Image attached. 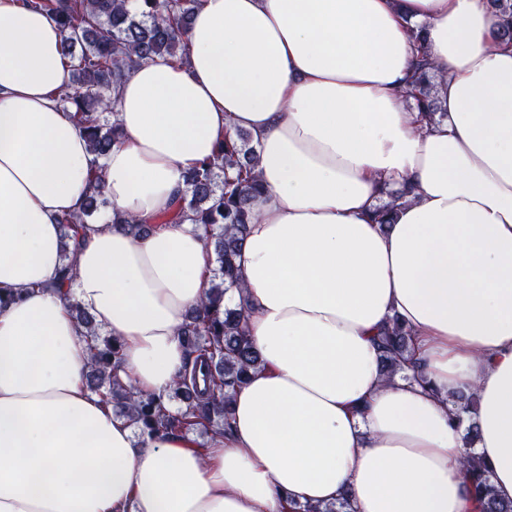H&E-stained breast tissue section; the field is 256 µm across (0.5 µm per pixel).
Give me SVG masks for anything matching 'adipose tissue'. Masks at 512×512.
Wrapping results in <instances>:
<instances>
[{
	"instance_id": "obj_1",
	"label": "adipose tissue",
	"mask_w": 512,
	"mask_h": 512,
	"mask_svg": "<svg viewBox=\"0 0 512 512\" xmlns=\"http://www.w3.org/2000/svg\"><path fill=\"white\" fill-rule=\"evenodd\" d=\"M488 0H201L175 66L118 88L121 143L104 159L112 212L63 229L92 155L58 94L71 82L47 13L0 0V512H479L477 454L512 500V44ZM422 28L445 73L443 119L418 130L397 93ZM249 131L265 186L238 260L262 366L236 389L232 430L206 447L137 441L84 386L77 302L123 344V381L167 393L179 330L210 286L191 221L159 223L183 175ZM411 185L394 220L371 212ZM427 383L386 379L391 317ZM475 391L466 445L452 394Z\"/></svg>"
}]
</instances>
